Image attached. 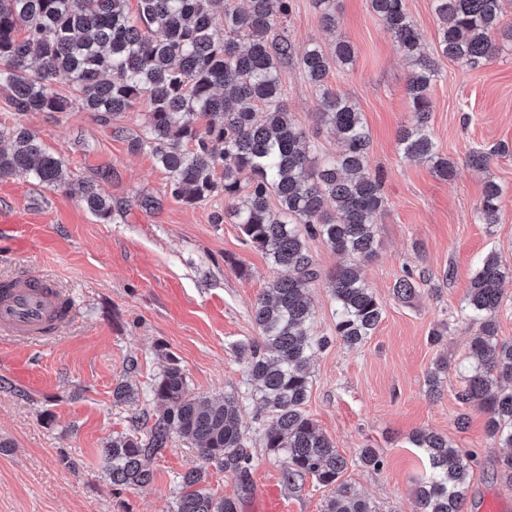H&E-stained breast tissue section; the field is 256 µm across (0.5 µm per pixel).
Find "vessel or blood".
I'll list each match as a JSON object with an SVG mask.
<instances>
[{"label":"vessel or blood","mask_w":512,"mask_h":512,"mask_svg":"<svg viewBox=\"0 0 512 512\" xmlns=\"http://www.w3.org/2000/svg\"><path fill=\"white\" fill-rule=\"evenodd\" d=\"M72 312L55 280L29 271L0 281V338L33 347L54 336Z\"/></svg>","instance_id":"obj_1"}]
</instances>
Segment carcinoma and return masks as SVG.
<instances>
[{
    "label": "carcinoma",
    "mask_w": 512,
    "mask_h": 512,
    "mask_svg": "<svg viewBox=\"0 0 512 512\" xmlns=\"http://www.w3.org/2000/svg\"><path fill=\"white\" fill-rule=\"evenodd\" d=\"M370 2L411 67L407 91L414 119L398 132L402 158L429 163L446 179L454 164L435 151L429 133L428 91L438 65L421 52L422 34L404 0ZM314 5L323 26L336 29V0ZM503 5L504 0H433L442 21L441 54L470 67L491 60L499 41H512V27L502 26ZM293 6L294 0H247L245 8L237 0H137L132 16L129 0H0V87L8 90L15 111L67 112L78 105L107 121L136 111L147 99L143 135L131 141V149L152 148L175 199L194 205L224 194L244 241L277 271L254 304L260 336L236 347L249 355L248 390L217 399L200 396L179 361L167 354L151 388L156 414L148 437L118 433L102 450L112 485L137 489L153 477L145 458L162 453L174 437L194 445L202 465L181 477L172 512H238V501L215 497L204 483L214 466L248 485L253 456L240 423L248 394L270 419L259 433L263 447L281 462L284 482L311 476L330 489L324 512H376L340 480L346 459L304 411L313 346L330 343L311 337L307 294L319 272L305 239L321 238L353 257L354 263L328 275V285L336 303V340L361 345L384 315L357 267L378 252L373 217L385 205L382 180L368 166L371 139L361 112L328 85L331 67L353 64L354 46L339 40L330 55L318 44L297 54L289 32L279 28ZM219 26L222 38L216 35ZM294 64L320 94L315 121L336 135L338 150L330 158L319 157L284 104V73ZM59 75L69 79L73 96L51 90ZM5 137L10 147L0 148L1 180L21 172L50 188L66 186L96 217L111 218L110 200L90 185L68 182L63 162L34 132L17 127L0 131V140ZM502 196L497 182L485 183L474 210L477 223H498ZM474 266L464 306L474 328L472 362L457 399L485 415L490 447L511 449L498 457L497 476L512 484V343L497 338L495 321L506 272L495 254ZM393 291L403 301L412 299L414 275L398 279ZM447 371V360L434 363L427 375L431 394L440 393ZM409 443L430 464L414 483L418 512H462L470 487L468 458L433 431L418 430Z\"/></svg>",
    "instance_id": "cac0c4a2"
}]
</instances>
